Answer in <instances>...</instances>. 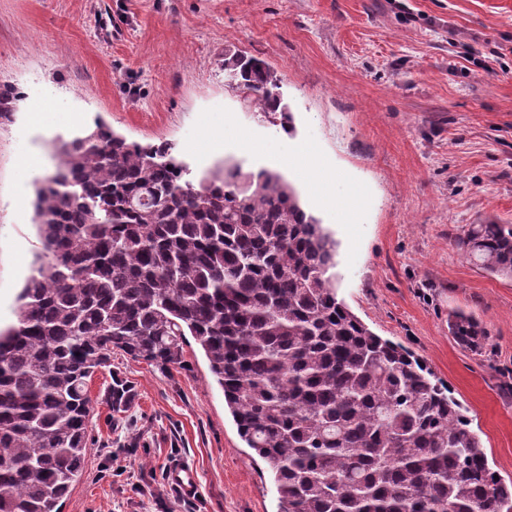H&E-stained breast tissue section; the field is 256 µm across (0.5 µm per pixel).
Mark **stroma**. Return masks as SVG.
<instances>
[{"label": "stroma", "mask_w": 512, "mask_h": 512, "mask_svg": "<svg viewBox=\"0 0 512 512\" xmlns=\"http://www.w3.org/2000/svg\"><path fill=\"white\" fill-rule=\"evenodd\" d=\"M236 52L277 72L292 132L225 79ZM0 82L20 95L0 118L1 326L31 273L34 182L56 142L101 120L172 144L195 179L225 160L276 171L338 242L339 298L448 384L512 479V279L454 244L481 219L512 224V0H0ZM305 148L352 203L325 201ZM33 152L42 165L24 168ZM455 311L487 329L482 351L450 336ZM88 395L83 475L63 512H278L196 345L170 368L113 354ZM176 458L197 469L194 496L166 478Z\"/></svg>", "instance_id": "obj_1"}]
</instances>
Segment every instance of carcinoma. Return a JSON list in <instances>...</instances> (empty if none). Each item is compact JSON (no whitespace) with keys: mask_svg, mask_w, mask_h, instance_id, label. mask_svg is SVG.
Masks as SVG:
<instances>
[{"mask_svg":"<svg viewBox=\"0 0 512 512\" xmlns=\"http://www.w3.org/2000/svg\"><path fill=\"white\" fill-rule=\"evenodd\" d=\"M224 73L286 127L280 79L235 54ZM18 92L0 84V117ZM222 166L195 182L168 145L98 122L60 144L36 186L40 249L0 327V512H61L88 445L87 385L112 351L181 364L204 352L240 438L271 471L280 512H512L471 419L412 353L337 298L336 241L295 187ZM512 277V225L456 238ZM449 333L478 351L471 314Z\"/></svg>","mask_w":512,"mask_h":512,"instance_id":"cac0c4a2","label":"carcinoma"}]
</instances>
